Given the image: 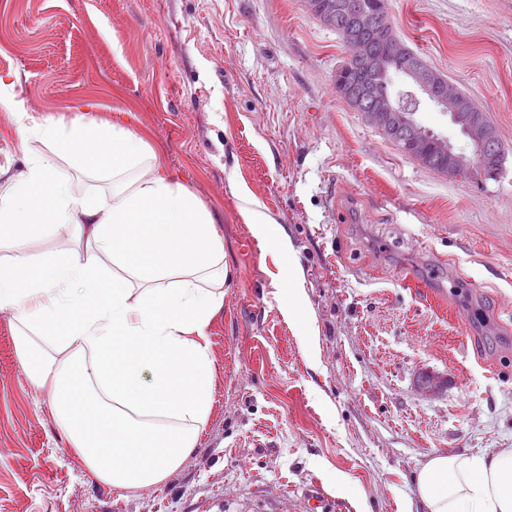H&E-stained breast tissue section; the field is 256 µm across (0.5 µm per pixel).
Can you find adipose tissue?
<instances>
[{
  "label": "adipose tissue",
  "mask_w": 512,
  "mask_h": 512,
  "mask_svg": "<svg viewBox=\"0 0 512 512\" xmlns=\"http://www.w3.org/2000/svg\"><path fill=\"white\" fill-rule=\"evenodd\" d=\"M23 136L47 143L0 172V311L34 388L86 468L124 490L163 483L194 451L213 404L207 340L224 306V244L196 194L120 119L54 122L9 99ZM72 168L111 176L76 194ZM73 245L30 257L29 240ZM406 512H512V448L430 455Z\"/></svg>",
  "instance_id": "adipose-tissue-1"
}]
</instances>
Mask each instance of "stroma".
<instances>
[{"label":"stroma","instance_id":"35a3bbf8","mask_svg":"<svg viewBox=\"0 0 512 512\" xmlns=\"http://www.w3.org/2000/svg\"><path fill=\"white\" fill-rule=\"evenodd\" d=\"M388 12L486 112L497 178L431 170L354 110L349 50L308 0H0L11 94L53 121L122 113L213 213L228 272L211 412L139 490L85 468L0 311V512H405L430 454L512 448V0ZM27 150L47 147L0 103V167Z\"/></svg>","mask_w":512,"mask_h":512}]
</instances>
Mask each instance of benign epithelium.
Here are the masks:
<instances>
[{
    "mask_svg": "<svg viewBox=\"0 0 512 512\" xmlns=\"http://www.w3.org/2000/svg\"><path fill=\"white\" fill-rule=\"evenodd\" d=\"M310 4L316 17L334 28L347 23L371 33L370 39L355 46L352 57L360 60L374 77L407 80L416 91L447 112L467 138L469 151L457 150L448 144V139L432 134L417 123L415 91H407V98L387 93L377 97L371 85L347 79L352 71L347 63L336 71L338 89L371 125L395 138L407 156L450 178H459L461 173L474 168L480 170L483 178L500 174L505 148L488 121L479 114L462 111L457 94L448 92V81L431 70L423 59L410 55L402 41L393 37L377 38L386 22L370 12L364 0H330L328 7L321 6L320 0H310Z\"/></svg>",
    "mask_w": 512,
    "mask_h": 512,
    "instance_id": "1",
    "label": "benign epithelium"
}]
</instances>
